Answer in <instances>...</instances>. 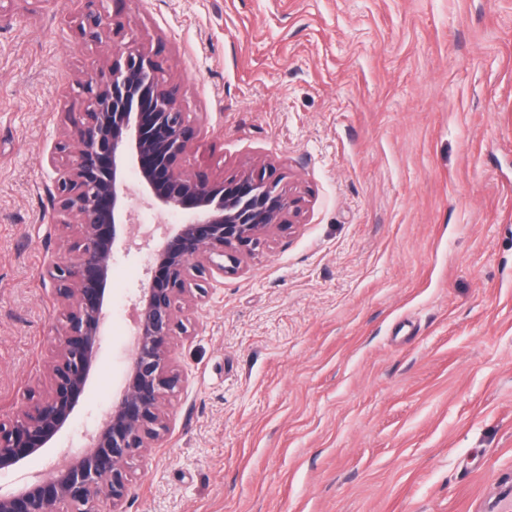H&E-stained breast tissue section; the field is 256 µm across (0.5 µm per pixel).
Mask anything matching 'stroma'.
Segmentation results:
<instances>
[{"mask_svg": "<svg viewBox=\"0 0 512 512\" xmlns=\"http://www.w3.org/2000/svg\"><path fill=\"white\" fill-rule=\"evenodd\" d=\"M0 0V421L39 393L71 258L57 172L77 86L136 41L202 127L178 167H275L303 198L174 336L169 431L125 512H506L512 502V0ZM112 263L84 396L21 485L82 443L129 365L153 273ZM84 1V19L85 24L83 23L81 27L82 34L85 36V39L89 42L98 43L101 42L103 36H106L108 32L107 25L103 22L105 18V7L104 2L109 0H77ZM103 10V14L102 11Z\"/></svg>", "mask_w": 512, "mask_h": 512, "instance_id": "35a3bbf8", "label": "stroma"}]
</instances>
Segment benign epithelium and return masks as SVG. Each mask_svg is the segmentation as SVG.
I'll use <instances>...</instances> for the list:
<instances>
[{
    "label": "benign epithelium",
    "mask_w": 512,
    "mask_h": 512,
    "mask_svg": "<svg viewBox=\"0 0 512 512\" xmlns=\"http://www.w3.org/2000/svg\"><path fill=\"white\" fill-rule=\"evenodd\" d=\"M104 2L84 0L81 31L89 42L108 32ZM78 95L83 112L73 122L76 148L57 147L70 151L63 163L49 157L58 169V223L80 227L79 239L68 246L73 259L47 269L64 324L39 396H28L9 424L0 422V471L39 454L86 390L106 317L104 284L120 231L131 220L127 168L138 172L139 193L159 213H178L182 222L154 254L160 275L136 296L130 363L112 408L88 446L47 477L0 490V512H101L102 499L112 501V512H123L133 461L169 430L166 402L183 382L169 344L176 332H186L185 310L205 297L199 280L213 271L237 273L243 256L292 228L301 213L300 197L271 174L244 170L224 179L206 170L181 172L177 161L199 130L182 107L180 86L164 78L156 52L125 44L94 81L79 85Z\"/></svg>",
    "instance_id": "1"
}]
</instances>
